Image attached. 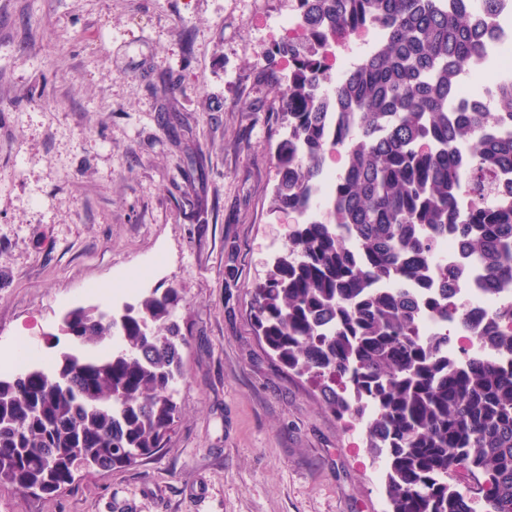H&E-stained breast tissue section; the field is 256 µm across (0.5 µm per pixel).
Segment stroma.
Masks as SVG:
<instances>
[{
  "instance_id": "1",
  "label": "stroma",
  "mask_w": 512,
  "mask_h": 512,
  "mask_svg": "<svg viewBox=\"0 0 512 512\" xmlns=\"http://www.w3.org/2000/svg\"><path fill=\"white\" fill-rule=\"evenodd\" d=\"M294 0H0V369H51L77 307L148 272L189 338L153 459L0 512H386L365 438L266 354L252 289L288 242L259 81Z\"/></svg>"
}]
</instances>
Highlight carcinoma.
<instances>
[{
	"label": "carcinoma",
	"mask_w": 512,
	"mask_h": 512,
	"mask_svg": "<svg viewBox=\"0 0 512 512\" xmlns=\"http://www.w3.org/2000/svg\"><path fill=\"white\" fill-rule=\"evenodd\" d=\"M298 2L305 33L274 43L259 73L278 88L287 130L273 209L299 214L336 146L347 164L327 216L295 224L286 255L253 288L257 334L339 419L360 415L348 388L377 406L365 448H389L388 512H474L448 488L454 471L476 482L480 512H512V370L449 362L447 342L419 335L420 303L376 287L417 277L450 231L485 265L488 289L512 283V199L484 192L512 174V127L455 98L456 75L483 42L474 16L494 0ZM367 25L382 39L333 80L326 47ZM177 303L170 288L121 312L74 308L59 326L73 351L53 371L0 373V484L54 495L82 473L122 471L165 448L188 345ZM458 323L512 351L511 328ZM114 336L121 343L103 350Z\"/></svg>",
	"instance_id": "cac0c4a2"
}]
</instances>
